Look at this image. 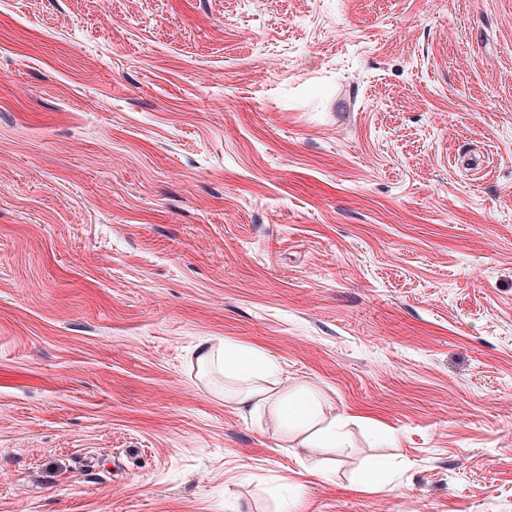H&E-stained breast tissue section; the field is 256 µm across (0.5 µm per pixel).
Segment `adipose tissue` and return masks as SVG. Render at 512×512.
<instances>
[{
    "mask_svg": "<svg viewBox=\"0 0 512 512\" xmlns=\"http://www.w3.org/2000/svg\"><path fill=\"white\" fill-rule=\"evenodd\" d=\"M203 371L216 372L234 385L232 399L240 410L271 412L281 434L298 448H339L345 442L346 418L313 390L282 387L277 361L262 350L234 343L199 345Z\"/></svg>",
    "mask_w": 512,
    "mask_h": 512,
    "instance_id": "ef3b65f1",
    "label": "adipose tissue"
}]
</instances>
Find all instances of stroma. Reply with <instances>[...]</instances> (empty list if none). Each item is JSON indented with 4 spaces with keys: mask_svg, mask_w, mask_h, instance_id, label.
Here are the masks:
<instances>
[{
    "mask_svg": "<svg viewBox=\"0 0 512 512\" xmlns=\"http://www.w3.org/2000/svg\"><path fill=\"white\" fill-rule=\"evenodd\" d=\"M263 2L0 0V512H512V0ZM197 362L204 372H217L233 383L232 399L240 410L269 411L292 448H342L346 417L324 403L313 390L282 387L277 361L260 349L224 342L198 347Z\"/></svg>",
    "mask_w": 512,
    "mask_h": 512,
    "instance_id": "stroma-1",
    "label": "stroma"
}]
</instances>
